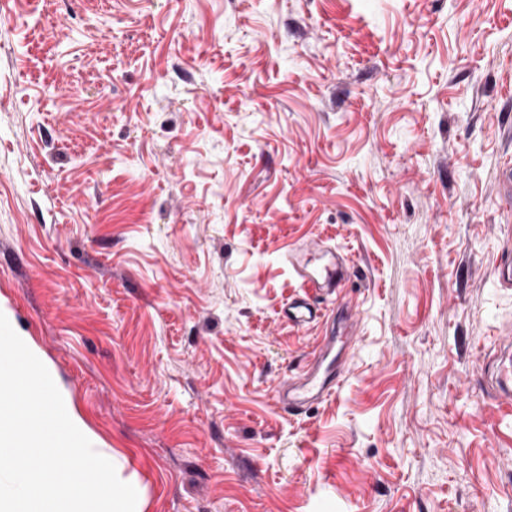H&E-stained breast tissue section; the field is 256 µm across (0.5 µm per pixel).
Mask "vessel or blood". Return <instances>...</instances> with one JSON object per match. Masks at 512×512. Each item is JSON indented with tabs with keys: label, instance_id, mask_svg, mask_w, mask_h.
I'll use <instances>...</instances> for the list:
<instances>
[{
	"label": "vessel or blood",
	"instance_id": "vessel-or-blood-1",
	"mask_svg": "<svg viewBox=\"0 0 512 512\" xmlns=\"http://www.w3.org/2000/svg\"><path fill=\"white\" fill-rule=\"evenodd\" d=\"M325 248L324 241L308 238L286 255L289 266L309 290L305 297L283 307L281 316L289 325L298 328L317 325L320 319L318 291L324 289L333 294L337 293L348 276L346 264L335 256L321 267H309L308 255ZM335 342L336 338L331 330H323L304 366L294 376L278 385L276 398L284 411L298 413L307 406L335 394L343 375L341 372L328 370L325 366Z\"/></svg>",
	"mask_w": 512,
	"mask_h": 512
}]
</instances>
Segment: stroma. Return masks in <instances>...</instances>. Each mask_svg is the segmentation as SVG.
<instances>
[{"label":"stroma","mask_w":512,"mask_h":512,"mask_svg":"<svg viewBox=\"0 0 512 512\" xmlns=\"http://www.w3.org/2000/svg\"><path fill=\"white\" fill-rule=\"evenodd\" d=\"M512 0H0V308L142 512H512ZM321 237L337 393L276 384ZM318 251L329 252V249L324 241L307 238L286 255L288 265L301 279L304 288L312 292V295L307 293L305 297L296 299L283 307L282 319L294 327L307 328L319 324L321 308L317 297L318 291L326 289L331 294L338 295L339 288L348 276V267L335 254H332L327 264L311 269L306 257ZM508 358L505 360L501 358L499 364H490L488 369L492 367V381L496 385L499 391L505 394L504 399L510 400L511 398V386H512V358H511V341L509 340L507 345Z\"/></svg>","instance_id":"35a3bbf8"}]
</instances>
